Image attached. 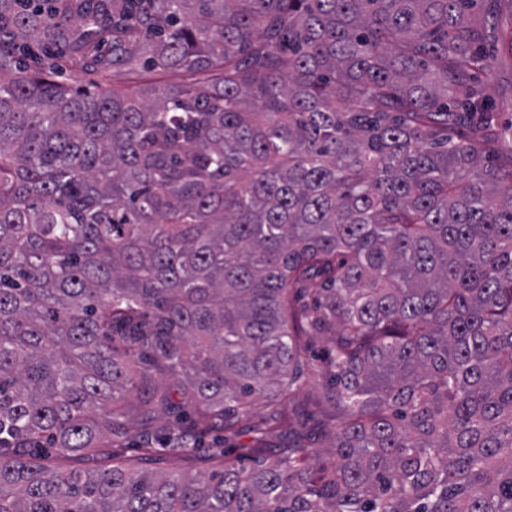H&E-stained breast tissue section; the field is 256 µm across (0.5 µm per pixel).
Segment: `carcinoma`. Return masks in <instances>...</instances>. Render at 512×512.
Here are the masks:
<instances>
[{
	"label": "carcinoma",
	"instance_id": "obj_1",
	"mask_svg": "<svg viewBox=\"0 0 512 512\" xmlns=\"http://www.w3.org/2000/svg\"><path fill=\"white\" fill-rule=\"evenodd\" d=\"M477 4L0 0V512H512V167L486 160ZM55 57L205 80L122 95ZM301 336L331 343L315 438L284 410ZM131 415L143 462L209 441L223 467L35 452L88 459ZM220 433L280 453L242 467ZM112 452L116 454L117 459L138 464L140 467L149 468L161 475L193 476L199 472L218 470L222 465L220 460L211 458L207 453L182 455L177 452L165 456L156 463L145 465L139 460L142 455L141 448H136L131 444H129V448H101V454L94 461L52 455L49 464L52 468L61 471L112 466Z\"/></svg>",
	"mask_w": 512,
	"mask_h": 512
}]
</instances>
